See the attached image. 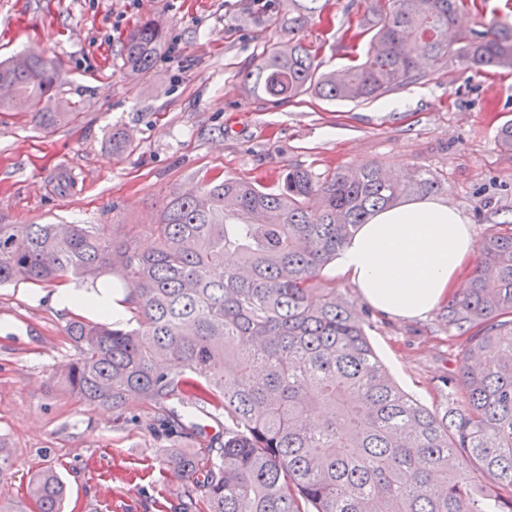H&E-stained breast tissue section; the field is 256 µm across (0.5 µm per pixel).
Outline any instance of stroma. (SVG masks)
Returning <instances> with one entry per match:
<instances>
[{
  "instance_id": "stroma-1",
  "label": "stroma",
  "mask_w": 512,
  "mask_h": 512,
  "mask_svg": "<svg viewBox=\"0 0 512 512\" xmlns=\"http://www.w3.org/2000/svg\"><path fill=\"white\" fill-rule=\"evenodd\" d=\"M350 0H325L301 30L288 0H0V60L31 51L51 58L59 81L51 108L70 118L53 132L28 112H0V224H106L115 238L155 223L174 192L221 174L274 184L292 166L316 175L380 165L422 168L447 181L476 239L512 221V150L497 138L512 120V69L433 75L363 102L307 93L280 104L250 93L244 73L267 48L302 41L321 71L360 63L367 39L343 38ZM144 16L168 43L145 73L126 68L122 40ZM499 18L512 0H463L459 29ZM131 143L112 152L111 134ZM321 281L366 320L375 351L397 383L427 406L456 373L461 340L439 312L416 321L379 316L327 266ZM24 284L0 288V439L13 454L11 498L50 467L67 483L64 512H178L185 478L164 453L202 451L224 432L223 416L185 407L181 430L159 425L145 405L122 413L85 405L56 376L77 351L68 315L31 302Z\"/></svg>"
}]
</instances>
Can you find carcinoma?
I'll list each match as a JSON object with an SVG mask.
<instances>
[{
    "label": "carcinoma",
    "instance_id": "cac0c4a2",
    "mask_svg": "<svg viewBox=\"0 0 512 512\" xmlns=\"http://www.w3.org/2000/svg\"><path fill=\"white\" fill-rule=\"evenodd\" d=\"M320 0H291L300 28ZM363 62L319 72L301 42L274 46L244 82L275 101L308 92L362 102L430 75L455 56L512 68V25L492 22L448 44L459 0H356ZM166 33L147 17L126 35L124 66L150 69ZM58 80L38 54L0 61V110L32 112L52 131ZM445 190L428 170L398 178L374 165L317 177L295 167L282 184L211 176L174 193L149 225V250L104 224H0V286L116 274L128 319L70 320L78 357L58 382L90 407L131 401L179 417L172 401L224 414L205 454L166 453L190 482L180 512H512V225L482 240L466 288L441 314L463 340L458 371L430 409L392 380L364 322L317 284L377 210ZM322 423L310 427L307 416ZM27 500L0 512H61L66 485L35 474Z\"/></svg>",
    "mask_w": 512,
    "mask_h": 512
}]
</instances>
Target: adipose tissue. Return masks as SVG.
<instances>
[{
    "instance_id": "obj_1",
    "label": "adipose tissue",
    "mask_w": 512,
    "mask_h": 512,
    "mask_svg": "<svg viewBox=\"0 0 512 512\" xmlns=\"http://www.w3.org/2000/svg\"><path fill=\"white\" fill-rule=\"evenodd\" d=\"M473 248L469 220L426 195L375 213L340 251L336 267L366 305L390 318L415 320L456 293ZM53 302L57 310L84 317L117 319L124 313L109 289L76 280L58 284Z\"/></svg>"
}]
</instances>
